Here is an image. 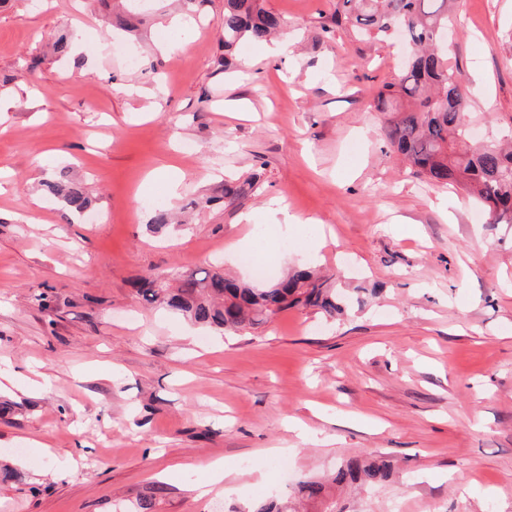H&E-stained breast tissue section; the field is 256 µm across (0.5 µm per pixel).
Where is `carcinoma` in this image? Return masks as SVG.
Returning <instances> with one entry per match:
<instances>
[{
  "label": "carcinoma",
  "instance_id": "1",
  "mask_svg": "<svg viewBox=\"0 0 512 512\" xmlns=\"http://www.w3.org/2000/svg\"><path fill=\"white\" fill-rule=\"evenodd\" d=\"M126 13L115 26L129 30L162 0H126ZM351 24L362 37H389L400 32L416 47L397 82L378 91V107L391 114L385 134L391 147L415 168V174L446 187L456 186L495 217L512 224V132L498 139L468 144L465 124L468 97L456 71L448 65V38L456 34L450 0H336L334 22ZM224 53L246 42H267L286 27L284 18L263 0H224L220 18ZM254 177L224 181V205L232 206L256 188ZM46 195L62 206L64 218L80 217L91 206L83 187L62 175L42 183ZM176 285L145 280L138 294L150 305H163L192 321L226 332L257 331L289 308H312L329 317L345 312V301L329 278L299 268L285 278L259 285L237 281L221 272L193 271L175 277ZM391 465L359 457L342 460L323 479L300 476L284 495H274L252 512H344L332 490L375 488L390 477Z\"/></svg>",
  "mask_w": 512,
  "mask_h": 512
}]
</instances>
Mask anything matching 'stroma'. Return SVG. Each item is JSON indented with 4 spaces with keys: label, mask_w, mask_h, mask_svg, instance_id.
I'll return each mask as SVG.
<instances>
[{
    "label": "stroma",
    "mask_w": 512,
    "mask_h": 512,
    "mask_svg": "<svg viewBox=\"0 0 512 512\" xmlns=\"http://www.w3.org/2000/svg\"><path fill=\"white\" fill-rule=\"evenodd\" d=\"M334 4L265 0L287 36L229 58L224 0L184 51L164 49L170 22L152 15L126 39L134 65L95 54L111 30L99 0L0 5V373L14 381L0 465L24 475L0 479V512L151 496L157 512H240L353 456L394 472L341 495L350 512H512V224L391 150L376 96L404 48L335 25ZM456 13L466 120L485 136L512 128V0H457ZM64 29L82 33L84 65L53 55ZM24 58L38 61L27 75ZM62 172L99 221H64L44 195ZM228 175L257 179L232 207ZM172 178L186 222L153 224L142 197ZM274 202L299 219L281 234ZM251 258L270 283L299 264L333 272L360 301L233 334L136 291L215 267L248 281ZM218 460L236 481L197 498Z\"/></svg>",
    "instance_id": "35a3bbf8"
}]
</instances>
